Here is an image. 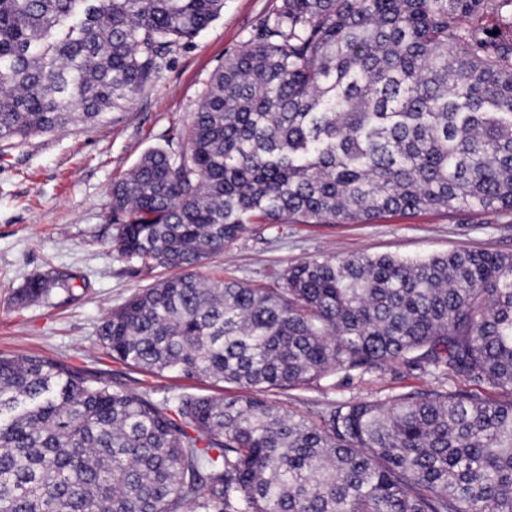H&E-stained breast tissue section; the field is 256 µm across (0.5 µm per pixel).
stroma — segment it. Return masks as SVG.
<instances>
[{"label":"stroma","instance_id":"35a3bbf8","mask_svg":"<svg viewBox=\"0 0 512 512\" xmlns=\"http://www.w3.org/2000/svg\"><path fill=\"white\" fill-rule=\"evenodd\" d=\"M280 0H224L206 31L178 48L159 78L128 111L94 130L77 125L55 137L0 147V354H36L100 376L113 385L149 391L158 399L181 394L232 395V384L153 376L112 360L100 346L105 314L165 277L161 268L119 260L108 244L114 232L108 190L149 148L164 144L188 122L211 75L240 50ZM460 250L512 254V214L388 215L369 224H253L223 254L202 267L211 279L277 286L284 271L306 259L353 253L424 259ZM52 269L84 278L86 290L60 292L27 306L13 294ZM438 382L397 366L362 378L335 375L318 385L267 392L284 410L318 419L329 405L385 400Z\"/></svg>","mask_w":512,"mask_h":512}]
</instances>
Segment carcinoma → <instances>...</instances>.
<instances>
[{"instance_id":"carcinoma-1","label":"carcinoma","mask_w":512,"mask_h":512,"mask_svg":"<svg viewBox=\"0 0 512 512\" xmlns=\"http://www.w3.org/2000/svg\"><path fill=\"white\" fill-rule=\"evenodd\" d=\"M512 0H281L190 121L109 190L113 255L176 271L98 340L174 403L0 355V512H512V399L455 385L329 406L263 392L385 366L512 395V254L302 260L268 288L196 269L250 224L512 213ZM224 0H0V143L125 111ZM47 271L18 304L87 288Z\"/></svg>"}]
</instances>
